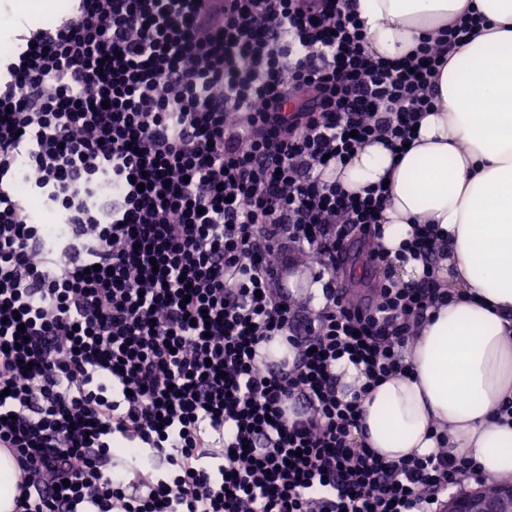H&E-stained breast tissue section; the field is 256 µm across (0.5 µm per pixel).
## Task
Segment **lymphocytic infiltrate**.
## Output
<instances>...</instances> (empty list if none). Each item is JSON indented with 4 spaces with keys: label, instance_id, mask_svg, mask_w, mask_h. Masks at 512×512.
Returning <instances> with one entry per match:
<instances>
[{
    "label": "lymphocytic infiltrate",
    "instance_id": "obj_1",
    "mask_svg": "<svg viewBox=\"0 0 512 512\" xmlns=\"http://www.w3.org/2000/svg\"><path fill=\"white\" fill-rule=\"evenodd\" d=\"M468 16L409 57H373L352 0H78L0 85V448L14 512H443L489 482L468 457L388 460L358 397L405 367L446 302L423 275L353 298L336 276L392 267L386 191L330 180L362 146L412 141ZM56 212L49 240L14 189ZM310 270L323 303L284 286ZM283 339L291 358L266 363ZM139 461L115 470V442Z\"/></svg>",
    "mask_w": 512,
    "mask_h": 512
}]
</instances>
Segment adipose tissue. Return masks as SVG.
Instances as JSON below:
<instances>
[{
	"label": "adipose tissue",
	"mask_w": 512,
	"mask_h": 512,
	"mask_svg": "<svg viewBox=\"0 0 512 512\" xmlns=\"http://www.w3.org/2000/svg\"><path fill=\"white\" fill-rule=\"evenodd\" d=\"M371 54L398 59L458 20L484 19L471 41L452 51L435 77L437 96L400 156L364 146L337 165L350 193L383 185V245L405 283L423 266L400 258L418 224L439 229L448 252L440 265L453 292L422 325L406 352V370L363 397L368 447L389 460L423 455L435 434L448 450L476 459L512 483V423L497 412L512 401V0H354ZM0 42L18 24L35 23L48 0H8Z\"/></svg>",
	"instance_id": "adipose-tissue-1"
}]
</instances>
